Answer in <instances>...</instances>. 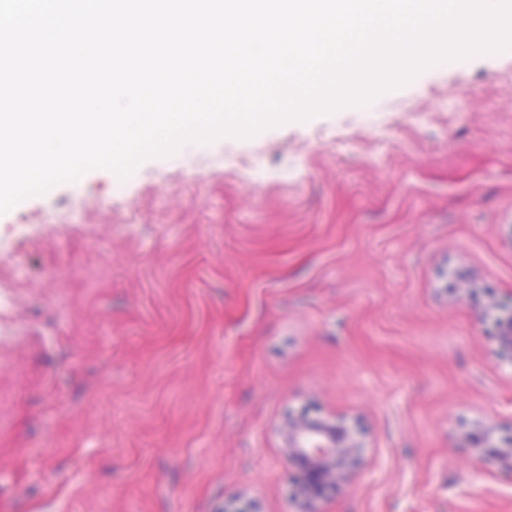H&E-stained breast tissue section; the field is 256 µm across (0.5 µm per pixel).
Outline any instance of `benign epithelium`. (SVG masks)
<instances>
[{
  "label": "benign epithelium",
  "instance_id": "obj_1",
  "mask_svg": "<svg viewBox=\"0 0 512 512\" xmlns=\"http://www.w3.org/2000/svg\"><path fill=\"white\" fill-rule=\"evenodd\" d=\"M445 290L478 302L493 355L512 365V291L498 294L482 287L464 269L451 273ZM282 436L291 467L288 494L297 503L298 512H319L317 504L351 480L364 465L365 432L359 423L344 417L324 418L308 409L290 411ZM463 442L477 449L478 474L491 469L512 480V424L495 426L477 421L463 434Z\"/></svg>",
  "mask_w": 512,
  "mask_h": 512
}]
</instances>
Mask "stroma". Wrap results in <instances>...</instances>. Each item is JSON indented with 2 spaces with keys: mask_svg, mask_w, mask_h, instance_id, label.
Masks as SVG:
<instances>
[{
  "mask_svg": "<svg viewBox=\"0 0 512 512\" xmlns=\"http://www.w3.org/2000/svg\"><path fill=\"white\" fill-rule=\"evenodd\" d=\"M95 168L0 214V512H295L286 408L359 418L322 512H512L464 267L512 290V49L367 104ZM462 437L464 443L477 448L478 474L500 473L512 482V420L509 426L476 421Z\"/></svg>",
  "mask_w": 512,
  "mask_h": 512,
  "instance_id": "obj_1",
  "label": "stroma"
}]
</instances>
